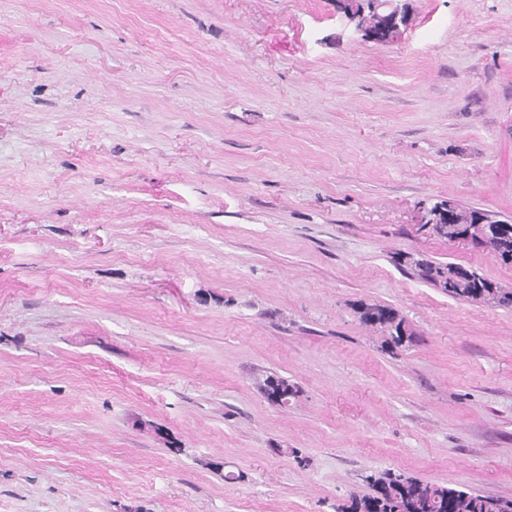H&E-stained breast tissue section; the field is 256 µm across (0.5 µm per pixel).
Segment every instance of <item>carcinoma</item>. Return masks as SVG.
<instances>
[{"label":"carcinoma","mask_w":512,"mask_h":512,"mask_svg":"<svg viewBox=\"0 0 512 512\" xmlns=\"http://www.w3.org/2000/svg\"><path fill=\"white\" fill-rule=\"evenodd\" d=\"M408 259L425 280L453 298L483 304L485 297L490 296L492 306L512 309V288H505L474 269L471 281L463 284L455 278V263L435 262L420 255H410ZM357 313L363 323L379 328L393 343L403 342V321L390 323L392 308L361 304ZM264 390L273 402L278 401L280 394L292 392L287 381L276 375L266 378ZM368 485L370 493L351 496L336 512H512V497L480 494L465 487L430 483L390 471L368 478Z\"/></svg>","instance_id":"carcinoma-1"}]
</instances>
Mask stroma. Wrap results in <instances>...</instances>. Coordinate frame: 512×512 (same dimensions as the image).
<instances>
[{
	"label": "stroma",
	"instance_id": "1",
	"mask_svg": "<svg viewBox=\"0 0 512 512\" xmlns=\"http://www.w3.org/2000/svg\"><path fill=\"white\" fill-rule=\"evenodd\" d=\"M407 3L378 44L336 0H0V512L512 497V311L403 262L512 288L420 223L512 218V0ZM411 267L417 269L420 275L441 288L449 296L464 299L483 305L486 300L480 297L492 296L491 307L512 309V288H505L495 283L471 268V281L466 285L456 280V268L459 264L440 263L423 258L421 255L407 256ZM357 313L363 323L379 328L386 335L391 337L394 344H401L404 340L402 324L404 318H400L397 324H389L391 315L395 312L392 308L377 304H360ZM367 481L372 492L351 496L336 512H512V497L480 494L390 471ZM422 487L431 491V499L421 495Z\"/></svg>",
	"mask_w": 512,
	"mask_h": 512
}]
</instances>
